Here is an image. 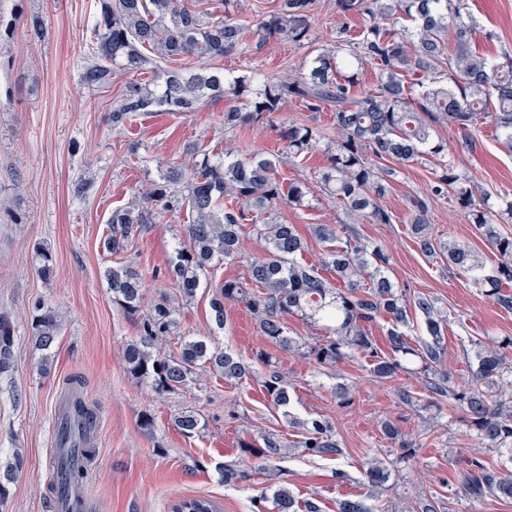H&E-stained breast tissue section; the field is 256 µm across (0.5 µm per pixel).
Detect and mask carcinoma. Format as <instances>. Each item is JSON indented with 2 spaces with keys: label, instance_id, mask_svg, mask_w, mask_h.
Segmentation results:
<instances>
[{
  "label": "carcinoma",
  "instance_id": "carcinoma-1",
  "mask_svg": "<svg viewBox=\"0 0 512 512\" xmlns=\"http://www.w3.org/2000/svg\"><path fill=\"white\" fill-rule=\"evenodd\" d=\"M240 2L224 0V13L214 15L192 9L183 0H99L95 50L82 70L81 82L89 89L105 88L118 69L155 74L149 84H125L108 117L115 130L141 114L195 112L208 97L227 101L224 128L231 130L270 122L292 102L309 112L331 107L333 138L327 163L315 182L336 202L345 221L312 225L310 233L325 244L324 252L315 265L299 261L306 238L297 225L280 220V206H306L312 195L310 182L285 181L278 175L276 157L257 153L242 159L229 151L220 156L198 146L188 159L170 163L158 179L145 184L137 202L112 210L104 249L119 256L127 243L155 223L158 212L188 211V223L180 225L175 259L166 271L168 281L188 301L210 268L245 257L242 234L249 222L265 244L264 254L247 261L245 277L216 285L210 307L217 325H224L226 304H243L258 321L262 335L283 350L318 366H332L357 352L380 379L397 375L405 369L403 360L415 357L420 362L415 375L422 380L427 399L460 412L484 447L512 450V365L503 354L512 350V337L492 346L472 341L477 368L464 384L455 383L445 364L447 315L430 297L396 285L388 275L387 257L352 229L363 222L391 223L383 200L399 167L435 161L439 171L427 193L407 199L411 234L426 256L445 258L494 304L512 312V294L505 291L512 285V232L503 229L512 224V201L497 212L487 200L476 201L468 177L458 173L454 160L448 158V144L432 137L438 126L467 132L488 120L503 147L512 151V58L497 62L476 50L480 31L467 11V0H336L338 13L357 16L363 24L356 30L340 27L335 46L317 49L298 70L258 80L220 71L160 68L162 63L190 57L219 59L240 50L246 34ZM318 8V0H280L274 9L259 13L253 31L255 48L272 40L307 44ZM400 19L411 22L401 37L386 27ZM365 65L376 71V89L355 99L352 90ZM442 71L448 75V85L436 86L433 75ZM280 138L288 155L298 157L314 150L325 134L292 122L282 126ZM441 198L464 213L476 235L496 252L495 262L487 263L468 243L432 237L427 215L432 202ZM34 257L38 274L45 280L53 277L49 248L36 247ZM103 277L112 302L138 330L122 351L125 369L131 378L147 383L156 397L198 384L205 372L236 383L248 380L250 366L240 358L205 338L187 340L180 335L177 309L170 299L147 302L146 274L133 263L119 261L105 268ZM294 315L319 326L322 335L312 343L288 336L286 319ZM29 316L30 336L45 352L42 371L47 372L61 317L42 298L32 302ZM380 316L389 324L385 348L369 333L370 324ZM415 319L427 335L416 345L408 334ZM12 336L11 324L0 315V373L12 367ZM172 339L180 345L168 351L164 345ZM78 387V380L71 381L64 395L70 424L63 434L82 458L90 460L98 416ZM263 387L273 404L289 406L288 379L280 372L270 370ZM174 422L187 438L201 435L206 426L193 409L178 413ZM300 426L293 447L325 459L343 456L329 421L312 419ZM380 431L390 443L387 453L392 459L377 456L364 467L362 480L373 494L340 500L336 512H375L368 499L389 490L390 467L415 456L416 441L391 421L381 422ZM261 440L258 447L243 439L240 448L260 460V469L269 470L284 457L288 440L275 431L261 435ZM83 474L81 466L61 464L51 493L58 492L59 483H79ZM251 475L250 468L224 464L227 486L247 482ZM450 494L469 501L512 499V471H499L485 458L472 456ZM270 501L271 512H321L317 501L299 502L284 487ZM172 512H220V507L210 499L190 497L173 504Z\"/></svg>",
  "mask_w": 512,
  "mask_h": 512
}]
</instances>
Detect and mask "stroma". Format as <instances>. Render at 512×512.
I'll return each mask as SVG.
<instances>
[{
  "label": "stroma",
  "instance_id": "1",
  "mask_svg": "<svg viewBox=\"0 0 512 512\" xmlns=\"http://www.w3.org/2000/svg\"><path fill=\"white\" fill-rule=\"evenodd\" d=\"M97 3L0 0V197L14 201L12 215L0 211V313L13 326V367L0 375V483L7 489L0 512H55L48 490L50 437L57 404L74 377L81 378L83 396L100 419L94 462L83 479L89 512H171L176 501L193 496L215 501L221 512H253L257 496L272 495L281 486L297 497L318 499L324 512H336L337 499L364 495L362 466L386 446L379 433L385 419L416 438L419 451L410 464L395 467L391 491L375 502L378 512H385L391 502L409 512L425 494L448 500L449 512H512V499L481 505L449 499L467 455L477 452L495 468L512 469V454L482 447L460 413L447 405L425 398L413 407L401 405L398 388L420 389L416 377L400 373L378 379L357 353L336 366L315 367L261 336L242 305L227 307L223 326H216L208 284H200L191 301L181 302L180 331L235 353L250 364L251 378L237 385L209 374L201 384L159 399L146 384L128 376L121 351L137 330L113 304L103 278L104 268L112 263L103 240L113 209L128 206L141 185L157 179L166 164L180 160L192 145L217 153L229 147L238 155H277L283 147L282 123L297 121L327 132L335 118L333 112H309L294 103L277 121L232 131L224 127V100L207 99L195 112H154L135 117L124 130L113 129L108 116L114 99L126 82H144L148 76L124 72L111 86L96 91L82 85ZM469 11L487 32L477 39V49L497 58L512 54V0H469ZM34 15L45 24L38 39L26 27ZM342 23L334 0H322L312 47L273 41L259 53L245 47L217 61L190 58L186 65L195 71L278 75L300 68L312 48L331 45ZM472 136L477 149L469 152L462 149L457 129L439 126L433 134L448 143L475 197L487 193L496 203L512 200V155L500 148L492 124L480 126ZM434 171L427 162L403 166L385 199L391 223H363L357 230L383 249L393 280L430 296L447 312V366L460 383L476 363L465 355L472 341L512 337V313L493 305L464 275L450 271L446 260L425 256L414 242L406 199L426 192ZM280 213L304 231L343 220L335 203L320 194L311 198L309 207L284 206ZM428 218L434 237L468 242L490 254L488 243L475 237L472 224L447 200L434 202ZM184 221L181 215L159 216L136 237L126 259L164 271L175 256ZM39 244L56 261V275L49 280L36 272L33 256ZM38 298L52 303L62 318L47 375L40 371L43 353L32 343L27 319ZM259 352L265 362L255 361ZM270 367L291 384L289 411L267 399L262 380ZM339 384L349 386L350 404L337 402L333 389ZM187 407L206 422L200 436H183L173 422ZM146 413L153 419L148 428L141 424ZM290 414L328 419L343 456L312 459L293 448L277 470L255 471L254 460L240 452V440L283 429ZM231 461L252 468L250 481L225 485L219 468ZM339 469L348 473V481H337Z\"/></svg>",
  "mask_w": 512,
  "mask_h": 512
}]
</instances>
